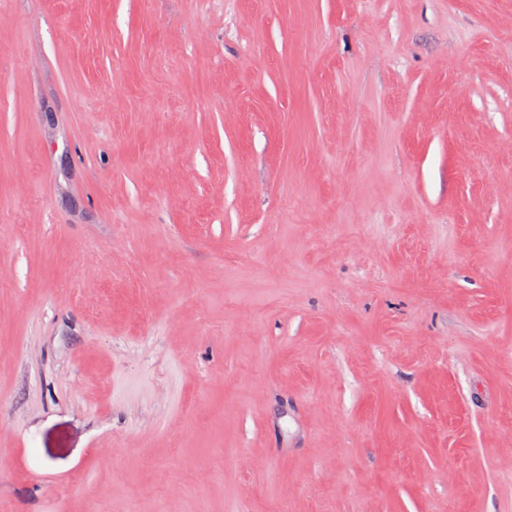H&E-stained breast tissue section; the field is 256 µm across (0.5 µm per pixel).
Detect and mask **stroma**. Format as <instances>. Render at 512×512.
Wrapping results in <instances>:
<instances>
[{
  "mask_svg": "<svg viewBox=\"0 0 512 512\" xmlns=\"http://www.w3.org/2000/svg\"><path fill=\"white\" fill-rule=\"evenodd\" d=\"M0 512H512V0H0Z\"/></svg>",
  "mask_w": 512,
  "mask_h": 512,
  "instance_id": "obj_1",
  "label": "stroma"
}]
</instances>
